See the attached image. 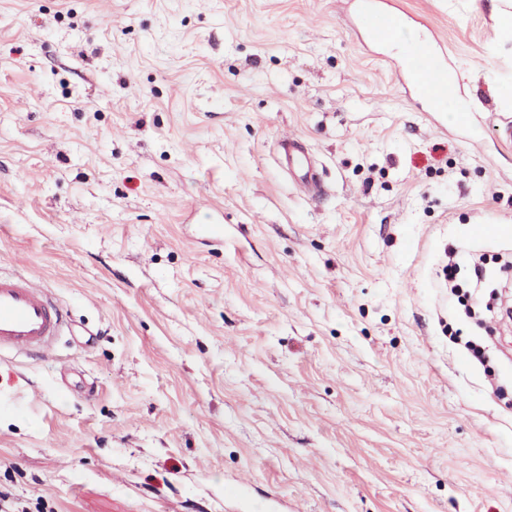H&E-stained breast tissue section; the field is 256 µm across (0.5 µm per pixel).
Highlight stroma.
<instances>
[{"mask_svg":"<svg viewBox=\"0 0 512 512\" xmlns=\"http://www.w3.org/2000/svg\"><path fill=\"white\" fill-rule=\"evenodd\" d=\"M472 109L439 127L353 0H0V272L74 325L0 355L28 512H512L507 0H395ZM303 141L325 193L276 158Z\"/></svg>","mask_w":512,"mask_h":512,"instance_id":"stroma-1","label":"stroma"}]
</instances>
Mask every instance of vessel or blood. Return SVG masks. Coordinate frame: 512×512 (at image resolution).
Listing matches in <instances>:
<instances>
[{"label": "vessel or blood", "instance_id": "b4317fda", "mask_svg": "<svg viewBox=\"0 0 512 512\" xmlns=\"http://www.w3.org/2000/svg\"><path fill=\"white\" fill-rule=\"evenodd\" d=\"M364 43L382 48L405 36L411 61L401 79L408 100L436 101L448 95V53L428 33H411L407 20L384 0H357ZM280 156L300 186L311 196L323 191L316 161L306 146L295 138L279 143ZM68 326L64 308L33 280L21 274H0V353H35L50 360L54 340Z\"/></svg>", "mask_w": 512, "mask_h": 512}]
</instances>
